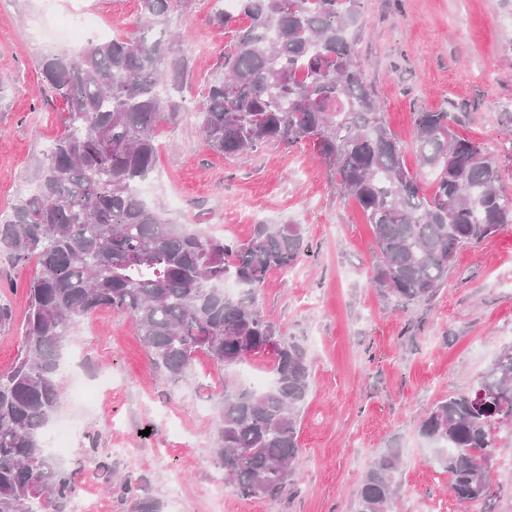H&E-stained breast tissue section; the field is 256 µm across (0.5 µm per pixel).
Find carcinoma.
Here are the masks:
<instances>
[{
	"mask_svg": "<svg viewBox=\"0 0 512 512\" xmlns=\"http://www.w3.org/2000/svg\"><path fill=\"white\" fill-rule=\"evenodd\" d=\"M139 2V32L40 61L67 118L34 193L0 214V255L35 261L20 354L0 372V512H45L46 503L66 512L77 494L76 472L45 453L44 433L61 402L63 342L100 309L129 316L154 365L173 380L200 354L224 368L272 355L268 388L224 389L210 451L245 498L276 499L295 483L310 363L302 345L265 317L256 289L272 271L292 267L308 244L298 224H257L246 241L186 232L140 198L168 94L165 44L146 31L166 29L171 0ZM288 2L285 9L282 0H236L249 24L200 105L205 141L231 158L272 141L312 144L372 226L375 286L405 304L427 303L448 281L457 251L512 223L496 159L455 131L450 112H418L420 171H409L405 146L355 61L348 31L360 0ZM228 279L237 294L224 290ZM477 388L482 402L472 391L450 394L419 427L448 471V492L462 503L498 494L478 460L495 447L496 428L512 421V345ZM86 439L89 460L126 512H166L141 477L112 481L110 458L98 454L94 434ZM398 464L395 449L374 460L354 512H388Z\"/></svg>",
	"mask_w": 512,
	"mask_h": 512,
	"instance_id": "cac0c4a2",
	"label": "carcinoma"
}]
</instances>
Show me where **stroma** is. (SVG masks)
Segmentation results:
<instances>
[{"instance_id":"stroma-1","label":"stroma","mask_w":512,"mask_h":512,"mask_svg":"<svg viewBox=\"0 0 512 512\" xmlns=\"http://www.w3.org/2000/svg\"><path fill=\"white\" fill-rule=\"evenodd\" d=\"M69 0H0V212L31 190L42 160L63 130V107L39 69L56 40L54 21ZM122 37L139 27V0H80ZM169 58L185 77L172 91V114L157 131L155 167L141 185L151 206L189 229L244 241L259 224L301 225L308 251L291 269L272 271L257 303L286 336L301 343L312 382L299 434V479L275 500L247 499L219 475L209 454L225 384L243 385L241 369L198 356L179 382L166 381L129 317L99 310L71 331L62 354L58 423H74L68 461L85 455L87 433L115 472L144 477L167 512H353L370 463L400 451L398 491L390 512H512V426L496 437L490 481L501 492L463 508L448 474L421 436L419 423L451 393L475 388L512 345V224L490 240L461 248L432 302L401 306L372 278L378 261L372 228L345 198L311 145L276 142L244 157L211 151L198 113L235 31L216 25L209 0L171 8ZM356 62L384 118L406 143L404 163L417 170L410 143L414 116L446 109L457 132L494 154L504 196L512 201V0H362L350 30ZM33 263L0 258V303L13 323L0 328V372L22 346Z\"/></svg>"}]
</instances>
